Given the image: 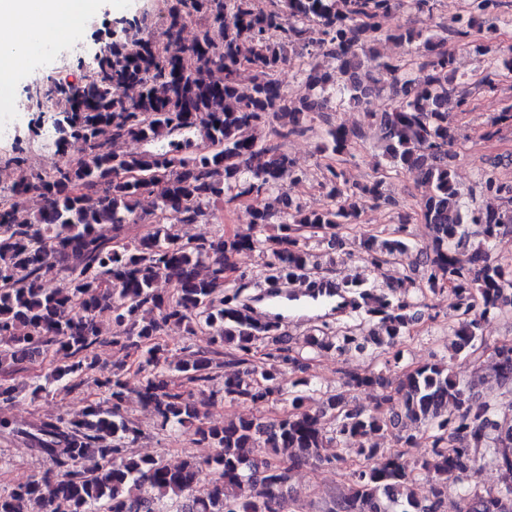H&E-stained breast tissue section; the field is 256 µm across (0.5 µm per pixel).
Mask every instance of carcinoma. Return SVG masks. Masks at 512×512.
<instances>
[{"label":"carcinoma","mask_w":512,"mask_h":512,"mask_svg":"<svg viewBox=\"0 0 512 512\" xmlns=\"http://www.w3.org/2000/svg\"><path fill=\"white\" fill-rule=\"evenodd\" d=\"M176 0L163 31L149 35L145 10L121 18L117 37L103 43L86 82L72 87L52 78L29 92L32 137L42 135L45 109L52 110L57 151L78 154L57 164L50 175L25 167L24 149L10 159L17 178L15 193L36 191L44 206L36 213L0 207V407L21 394L39 395L48 384L63 389L94 369L96 346L104 342L101 318L112 325L110 342L137 363L142 382L137 397L161 428L190 431L197 443L213 449L175 467L156 457L130 456L126 444L140 435L123 406L128 387L125 366L96 381L103 398L77 416L58 415L21 424L0 415V432L20 437L46 455L53 469L0 491V512H28L35 502L44 512H284L290 497V473L300 467L345 462L325 448L359 441L363 463L350 473L348 492L327 512H441L448 480L463 482L477 472L472 449L487 448V463L501 474L503 488L483 494L469 487L458 512H512V422H500L490 404L479 400L442 359L403 373L393 382L383 372L355 373L348 385L377 386L383 391L372 410L351 403L350 393L329 395L316 410L307 405L303 377L306 361L322 349L365 353L373 345L398 358L397 347L418 315L410 303L392 302L360 279L343 281L363 300L342 333L307 337L304 350L279 346L266 362L253 360L256 342L276 339V322L258 323L247 313L242 292L257 288L239 275L228 294L224 270H236L234 258L259 249L267 278L288 279L308 267L306 240L317 237L333 246L339 230L355 224L362 200L383 197V180L349 187L343 173L329 169L323 188L327 202L307 209L284 191L281 179L292 168L288 155L258 142L254 131L273 116L282 120L278 135L308 130L310 115L359 107L379 91L376 71L389 80L390 107L370 114L378 145L389 169L410 175L424 188L418 201L430 231V250L417 253L413 265L426 271V290L450 288L456 298L455 352L477 351L482 322L512 313V264L490 253V244L512 235V186L494 174L482 175L485 192L506 199L503 207L470 210L450 166L458 132L448 120V100L468 104L467 82L458 78L448 38L465 40L484 16L505 6L503 0H471L470 9L440 25L442 34L400 27L388 38L413 46L418 64L406 72L393 58L370 52L382 19L395 0ZM198 15L201 29L184 52H169L187 18ZM311 59L306 83L320 90L316 98L288 101L274 73L287 51ZM250 67V87L239 82ZM359 129L329 125L325 148L341 160L352 155ZM119 141L146 148L124 154ZM277 191L274 203L252 210L258 232L279 216L276 233L183 240L177 224H195L211 204ZM157 201L155 230L129 236L138 223V200ZM370 236L363 247L375 262L411 254L401 236ZM65 276L67 292L43 287L49 277ZM166 279L173 294L156 288ZM205 327L211 349L196 351L172 365L160 336L178 329L188 335ZM230 350L227 364L238 370H214ZM59 352L67 363L45 377L46 384L17 377L26 363ZM495 377L512 390V343L495 348ZM291 374L290 387L282 376ZM261 404L271 399L288 406L276 418L241 417L211 423L208 401ZM432 429L431 454L405 458L417 444L420 426ZM390 433L399 448H382L365 437ZM420 470L432 474L426 494L415 489Z\"/></svg>","instance_id":"cac0c4a2"}]
</instances>
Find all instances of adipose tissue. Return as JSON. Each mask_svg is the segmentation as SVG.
I'll list each match as a JSON object with an SVG mask.
<instances>
[{"label": "adipose tissue", "instance_id": "1", "mask_svg": "<svg viewBox=\"0 0 512 512\" xmlns=\"http://www.w3.org/2000/svg\"><path fill=\"white\" fill-rule=\"evenodd\" d=\"M91 0H0V29L8 45H0V71H13L29 47L43 36L73 37L82 30Z\"/></svg>", "mask_w": 512, "mask_h": 512}]
</instances>
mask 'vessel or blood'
<instances>
[{
    "label": "vessel or blood",
    "instance_id": "vessel-or-blood-1",
    "mask_svg": "<svg viewBox=\"0 0 512 512\" xmlns=\"http://www.w3.org/2000/svg\"><path fill=\"white\" fill-rule=\"evenodd\" d=\"M350 308L349 297L327 280H317L299 289L270 288L257 300L258 313L269 318L312 313L340 316Z\"/></svg>",
    "mask_w": 512,
    "mask_h": 512
}]
</instances>
